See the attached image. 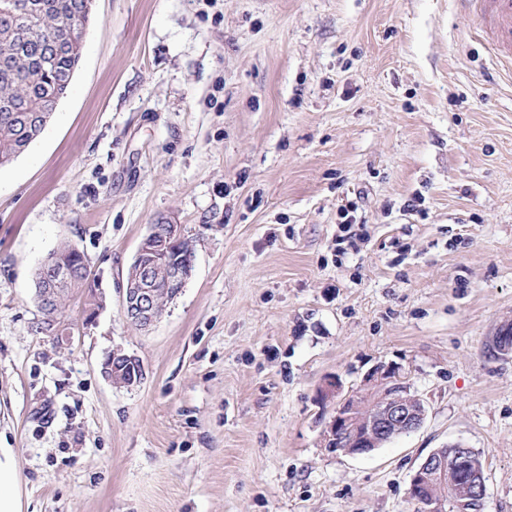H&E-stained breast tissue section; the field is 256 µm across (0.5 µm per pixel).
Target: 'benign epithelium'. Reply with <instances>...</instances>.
Here are the masks:
<instances>
[{
  "label": "benign epithelium",
  "instance_id": "7a95c632",
  "mask_svg": "<svg viewBox=\"0 0 512 512\" xmlns=\"http://www.w3.org/2000/svg\"><path fill=\"white\" fill-rule=\"evenodd\" d=\"M181 243L185 241L178 224L166 225L160 232L151 227L135 256L138 275L122 288L123 315L139 329L150 327L158 318L160 300H174L190 278L194 252L188 248V261L165 268L163 276L152 273L143 264L144 256L156 240ZM40 267L54 281L69 279L70 270L45 258ZM130 373L128 387L139 385L144 376L140 359L122 348H115L103 362V374L112 379L115 372ZM321 398L338 397L334 415L324 431L325 443H333L345 455L369 454L392 438L418 430L426 417L424 399L412 390L403 368L395 363L380 362L363 377L360 387L341 395L340 382L335 378L325 381ZM409 496L420 507V512H447L448 503L459 508L476 502L485 503L486 477L477 463L474 450L456 442L434 449L413 471L409 480Z\"/></svg>",
  "mask_w": 512,
  "mask_h": 512
}]
</instances>
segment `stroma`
<instances>
[{
  "label": "stroma",
  "instance_id": "stroma-1",
  "mask_svg": "<svg viewBox=\"0 0 512 512\" xmlns=\"http://www.w3.org/2000/svg\"><path fill=\"white\" fill-rule=\"evenodd\" d=\"M364 226L338 243L345 212ZM192 275L152 326L119 288L157 219ZM105 298L35 334L61 242ZM512 77L461 0H94L71 92L0 168V448L26 512H417L434 449L512 512ZM116 347L144 378L116 387ZM403 367L416 432L326 450L332 377ZM56 263H63L73 266L76 269L82 268L88 260L85 254L70 242H61L57 248L51 251ZM103 374L113 384L126 387L124 385L126 381L125 371L130 373V379L128 381V388L139 385L144 376L143 365L140 359L134 354H130L122 348L112 349L107 355L103 362ZM114 372H119L122 375H115L112 378Z\"/></svg>",
  "mask_w": 512,
  "mask_h": 512
}]
</instances>
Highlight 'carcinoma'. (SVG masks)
Segmentation results:
<instances>
[{
	"instance_id": "carcinoma-1",
	"label": "carcinoma",
	"mask_w": 512,
	"mask_h": 512,
	"mask_svg": "<svg viewBox=\"0 0 512 512\" xmlns=\"http://www.w3.org/2000/svg\"><path fill=\"white\" fill-rule=\"evenodd\" d=\"M90 20L82 0H0V167L29 148L68 96ZM51 254L76 269L87 263L68 241ZM73 297L90 308L103 303L90 279L79 274L57 288L56 316Z\"/></svg>"
}]
</instances>
